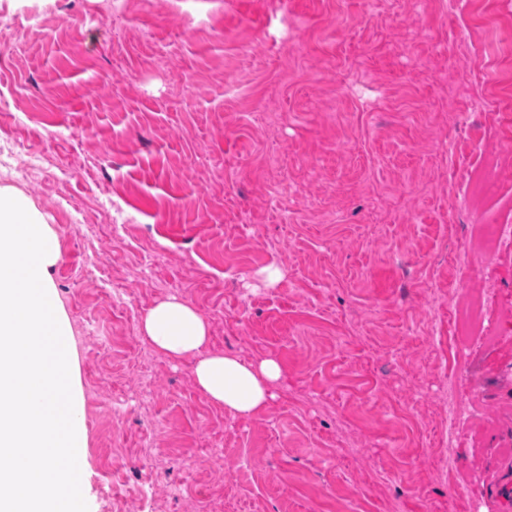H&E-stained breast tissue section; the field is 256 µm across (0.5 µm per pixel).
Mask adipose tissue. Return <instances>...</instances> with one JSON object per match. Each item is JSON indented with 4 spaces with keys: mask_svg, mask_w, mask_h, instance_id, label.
Here are the masks:
<instances>
[{
    "mask_svg": "<svg viewBox=\"0 0 512 512\" xmlns=\"http://www.w3.org/2000/svg\"><path fill=\"white\" fill-rule=\"evenodd\" d=\"M142 331L156 350L170 358L197 354L193 376L199 389L227 413L253 417L274 400L273 388L282 376L279 362L272 357L246 361L233 354L206 352L209 327L188 303L174 297L157 303L145 314Z\"/></svg>",
    "mask_w": 512,
    "mask_h": 512,
    "instance_id": "obj_1",
    "label": "adipose tissue"
}]
</instances>
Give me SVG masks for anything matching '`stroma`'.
Wrapping results in <instances>:
<instances>
[{
	"instance_id": "stroma-1",
	"label": "stroma",
	"mask_w": 512,
	"mask_h": 512,
	"mask_svg": "<svg viewBox=\"0 0 512 512\" xmlns=\"http://www.w3.org/2000/svg\"><path fill=\"white\" fill-rule=\"evenodd\" d=\"M468 11L0 0V113L28 140L0 185L47 216L78 396L112 411L111 432L84 426L89 512H502L512 252L481 229L512 216V0ZM174 296L208 351L280 361L266 413L228 417L193 357L142 335ZM475 303L480 325L448 342L449 307Z\"/></svg>"
}]
</instances>
